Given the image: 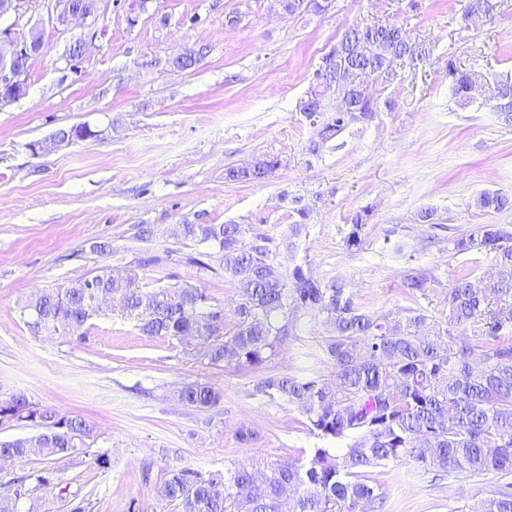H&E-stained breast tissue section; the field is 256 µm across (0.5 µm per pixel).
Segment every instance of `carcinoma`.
I'll return each instance as SVG.
<instances>
[{
    "label": "carcinoma",
    "instance_id": "carcinoma-1",
    "mask_svg": "<svg viewBox=\"0 0 512 512\" xmlns=\"http://www.w3.org/2000/svg\"><path fill=\"white\" fill-rule=\"evenodd\" d=\"M318 0H281L294 16ZM467 13L494 19L493 0H469ZM425 43L412 39L402 27L377 21L348 29L323 57L312 84L299 104L310 116L313 137L308 150L335 138L352 120H370L378 100L356 88L372 74L382 84L398 77V62L412 66L430 60ZM200 53L185 50L166 60L176 70L195 67ZM448 81L456 103L470 100L472 74L448 60ZM335 111L326 113L327 102ZM494 108L512 112V79L497 83ZM282 166L277 157H264L242 170L229 167L224 179L235 183L266 180ZM477 207L493 212L512 208V198L485 191ZM287 248L306 229L308 207L295 210ZM369 209L353 218L345 239L350 251L364 243ZM186 238L209 242L213 252L189 254L186 262L205 275H219L233 284L238 297L235 324L224 330V308L211 302L206 290L183 288L175 293L147 289L133 278L117 279L107 268L63 288L45 291L23 307L27 325L37 333L64 330L83 337L89 319L98 312L96 291L116 297L139 320L141 335L179 341L194 340L207 364L235 363L260 371L290 341L322 325L325 336L307 356L316 369L309 375L270 372L253 385V394L297 409L311 434L326 442L310 449L305 462H279L260 469L238 463L224 472L203 474L179 464L165 469L156 486L164 501L181 512H375L382 499L370 472L404 458L424 472L500 475L503 482L478 512H512V224H477L448 236L453 256L484 255L494 262L491 274L471 270L455 276L448 288V317L438 320L420 308L407 307L378 316L355 301L338 279L314 277L307 265L283 269L273 238L246 236L240 224L181 225ZM432 273L412 268L405 275V294H425ZM481 363H472L473 356ZM178 399L197 410L224 403V390L191 381L178 390ZM24 423L39 429L29 439L0 442V457L23 460L40 455L70 460L82 454L100 468L109 465L104 453L92 450L95 427L79 415L32 403L16 394L0 401V425ZM338 447H333V444ZM49 483L44 471L17 480L11 494L0 496V512H18L26 485L36 490Z\"/></svg>",
    "mask_w": 512,
    "mask_h": 512
}]
</instances>
